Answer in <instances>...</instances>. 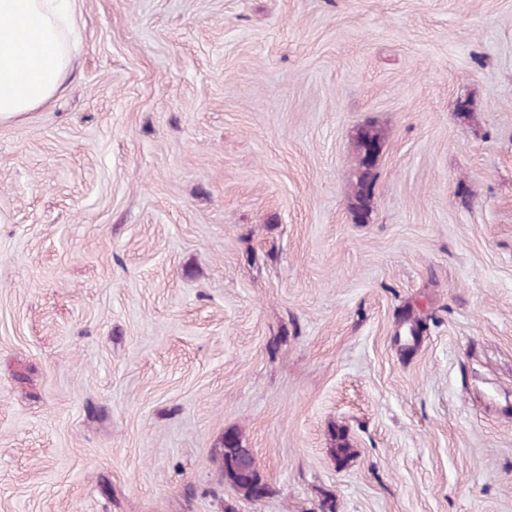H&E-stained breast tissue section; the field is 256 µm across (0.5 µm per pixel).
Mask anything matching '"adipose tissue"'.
I'll return each instance as SVG.
<instances>
[{
    "mask_svg": "<svg viewBox=\"0 0 512 512\" xmlns=\"http://www.w3.org/2000/svg\"><path fill=\"white\" fill-rule=\"evenodd\" d=\"M75 0H0V123L45 105L75 46Z\"/></svg>",
    "mask_w": 512,
    "mask_h": 512,
    "instance_id": "obj_1",
    "label": "adipose tissue"
}]
</instances>
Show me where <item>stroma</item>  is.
I'll list each match as a JSON object with an SVG mask.
<instances>
[{
  "label": "stroma",
  "instance_id": "obj_1",
  "mask_svg": "<svg viewBox=\"0 0 512 512\" xmlns=\"http://www.w3.org/2000/svg\"><path fill=\"white\" fill-rule=\"evenodd\" d=\"M77 13L0 123V512H512V0ZM380 143V134L374 128H367L365 133L357 132L356 148L359 174L357 176V181L355 184L354 200L356 202V208L360 210L364 209L362 206V202L364 198L365 185L369 183L370 187H373V183L375 182V175L373 170L364 168L363 156L369 153V147H379ZM224 481L244 497L252 493L259 471L252 452L237 439H224ZM247 489V490H246Z\"/></svg>",
  "mask_w": 512,
  "mask_h": 512
}]
</instances>
